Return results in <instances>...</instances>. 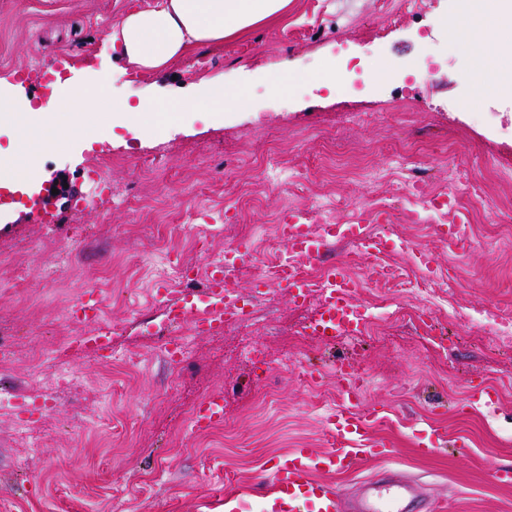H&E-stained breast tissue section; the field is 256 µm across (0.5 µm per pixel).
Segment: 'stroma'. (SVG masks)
<instances>
[{
  "label": "stroma",
  "instance_id": "35a3bbf8",
  "mask_svg": "<svg viewBox=\"0 0 512 512\" xmlns=\"http://www.w3.org/2000/svg\"><path fill=\"white\" fill-rule=\"evenodd\" d=\"M130 1L0 0V94L36 107L55 79L97 77L111 98L139 91L161 100L200 96L201 79L220 78L250 97L246 106L150 132L102 122L67 151L46 149L21 202L0 207V260L26 277L14 288L0 276V337L14 344L13 356L0 358V384L25 393L33 373L70 376L45 387L56 408L28 421L25 433L0 412L6 512H224L223 485L258 504L276 457L327 447L324 418L343 402L335 369L343 357L355 358L366 377L364 404L383 413L374 439L393 450L360 472L329 474L343 503L392 471L419 485L426 512H512V486L489 477L512 465V345L480 316L496 307L512 317V99L477 96L478 62L440 23L458 0L403 14L400 0H290L285 19L203 47L209 66L196 67L189 55L172 73L152 76L127 70L112 53L111 27ZM379 59L391 63L392 80L368 77ZM332 62L345 66L335 92L310 85L286 98L266 87L269 75ZM287 137L305 198L334 189L355 206L367 194V173L392 165L404 144L413 147L409 172L447 184L445 148L456 143L489 184L465 216L471 244L449 248L435 221L415 224L396 208L392 223L368 230L431 253L434 293L423 298L380 281L378 261L338 242L330 255L349 262L368 321L360 340L296 341L320 305L296 307L272 285L256 296L255 318L222 335L182 325L189 353L172 368L159 334L168 299L156 291L153 262L168 254L202 271L211 256L251 236L253 256L235 280L243 296H254L261 267L281 256L277 216L291 192L285 184L250 195L254 151ZM95 162L109 166V194L98 195L88 176ZM57 175L70 196L39 200L42 184ZM91 196L95 208L75 210ZM201 224L215 227L206 253L193 245ZM90 287L102 296L112 348L61 359L64 319ZM421 306L428 334L418 327ZM249 347L259 357H247ZM314 371L322 383H311ZM476 385L488 386L492 401L470 403ZM213 393L224 396L223 424L191 431L189 411ZM432 427L446 444L420 454Z\"/></svg>",
  "mask_w": 512,
  "mask_h": 512
}]
</instances>
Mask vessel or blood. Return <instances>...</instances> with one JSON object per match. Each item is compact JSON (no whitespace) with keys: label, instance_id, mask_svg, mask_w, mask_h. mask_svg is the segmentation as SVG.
I'll list each match as a JSON object with an SVG mask.
<instances>
[{"label":"vessel or blood","instance_id":"obj_1","mask_svg":"<svg viewBox=\"0 0 512 512\" xmlns=\"http://www.w3.org/2000/svg\"><path fill=\"white\" fill-rule=\"evenodd\" d=\"M279 234L287 246L283 273L278 282L291 300H299L308 285L294 270L297 259H319L330 244L337 241L355 242L368 235L363 224H324L319 232H311L302 217L294 212L281 216ZM250 256L248 250L229 246L223 255L209 262L203 289L182 292L169 302L164 311L166 323L177 326L188 322L198 335H219L227 322L237 319V306L242 294L233 281L235 270ZM330 276L324 286L323 304L315 322V333L333 337L358 336L365 327V318L353 300L355 283L343 263L330 262ZM102 297L94 291L85 292L72 308L75 319L95 323L94 332L79 340L88 350L111 346L110 327L98 324ZM360 369L350 359L336 365V381L342 387L343 404L330 412L324 427L328 437L325 450L294 448L280 455L272 468L274 496L266 512H340V499L330 482L323 480L326 472H346L357 468L364 460L386 454L387 448L368 435L377 420L375 408L360 406V391L353 379ZM224 420V397L207 396L198 406L191 421L195 431L211 428ZM384 484L395 487L392 497H383L380 486L371 484L354 500L352 512H419L420 489L398 475L388 474Z\"/></svg>","mask_w":512,"mask_h":512}]
</instances>
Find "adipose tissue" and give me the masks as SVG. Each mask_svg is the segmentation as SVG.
I'll return each mask as SVG.
<instances>
[{
  "label": "adipose tissue",
  "mask_w": 512,
  "mask_h": 512,
  "mask_svg": "<svg viewBox=\"0 0 512 512\" xmlns=\"http://www.w3.org/2000/svg\"><path fill=\"white\" fill-rule=\"evenodd\" d=\"M289 0H154L145 8L129 7L109 34L112 50L133 71L151 75L168 70L201 44L249 32L258 24L282 18ZM456 40L465 43L481 66L479 95L512 97V64L502 49L512 43V0H465L450 20ZM103 89L94 81L74 88L58 87L39 107L24 99L0 97V123L14 132V141L0 151V187L20 185L37 177V156L47 146L67 148L100 120ZM247 89L209 81L201 97L178 101L140 100L112 104L113 125L149 130L176 122L194 112H220L245 106Z\"/></svg>",
  "instance_id": "1"
}]
</instances>
